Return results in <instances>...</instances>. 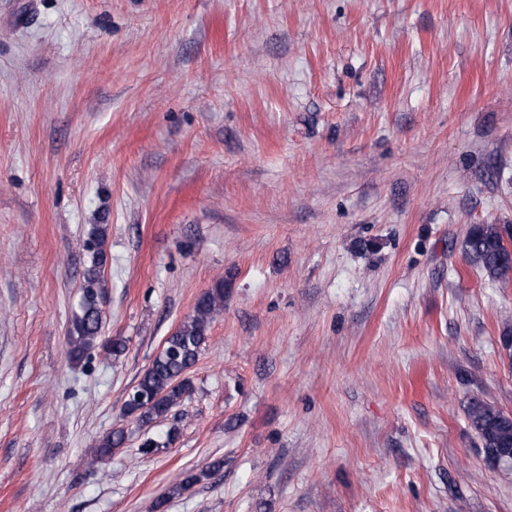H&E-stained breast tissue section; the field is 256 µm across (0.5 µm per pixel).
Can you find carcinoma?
Segmentation results:
<instances>
[{"label":"carcinoma","mask_w":512,"mask_h":512,"mask_svg":"<svg viewBox=\"0 0 512 512\" xmlns=\"http://www.w3.org/2000/svg\"><path fill=\"white\" fill-rule=\"evenodd\" d=\"M500 224H473L462 243L465 257L474 263L492 282L512 281V251L503 236ZM107 225L93 224L89 233L91 265L85 270L82 293L67 331V355L78 364L91 350L104 347L119 356L126 350L122 339L101 342L102 304L105 283L101 270L106 262ZM228 281L221 279L195 302L192 313L166 337L162 350L155 356L137 382L131 387L123 404V416L136 425L148 426L167 417L173 407L193 392L187 376L208 338L214 314L224 309V293ZM469 426L484 448L512 449V414L493 403L473 400L467 407ZM125 442V431L113 430L95 445L93 461L99 463L112 456Z\"/></svg>","instance_id":"cac0c4a2"}]
</instances>
